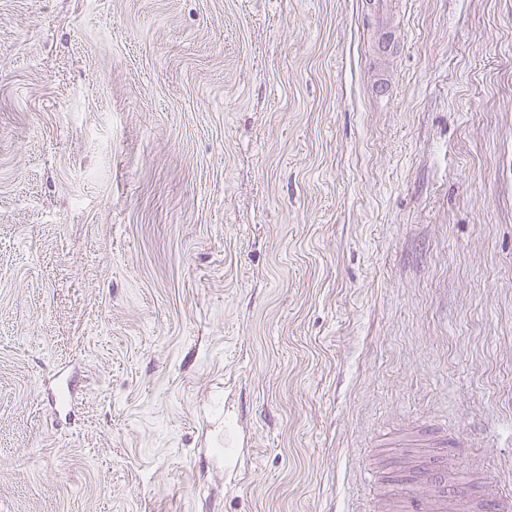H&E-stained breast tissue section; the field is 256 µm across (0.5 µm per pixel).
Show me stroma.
Returning a JSON list of instances; mask_svg holds the SVG:
<instances>
[{
  "label": "stroma",
  "instance_id": "stroma-1",
  "mask_svg": "<svg viewBox=\"0 0 512 512\" xmlns=\"http://www.w3.org/2000/svg\"><path fill=\"white\" fill-rule=\"evenodd\" d=\"M368 2L0 0V512H400L430 455L475 512L512 0Z\"/></svg>",
  "mask_w": 512,
  "mask_h": 512
}]
</instances>
